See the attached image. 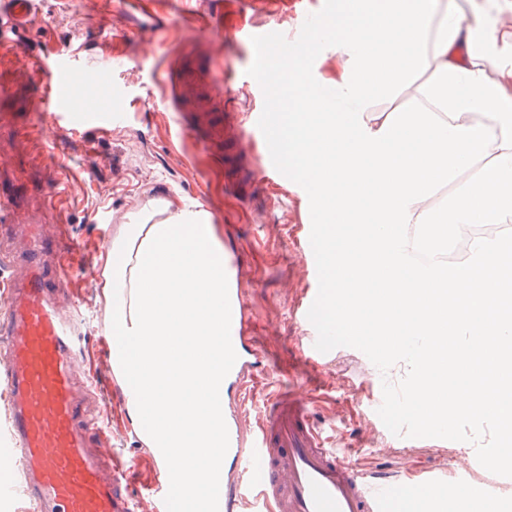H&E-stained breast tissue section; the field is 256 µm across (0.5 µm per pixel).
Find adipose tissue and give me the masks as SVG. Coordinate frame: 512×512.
<instances>
[{
  "label": "adipose tissue",
  "instance_id": "adipose-tissue-1",
  "mask_svg": "<svg viewBox=\"0 0 512 512\" xmlns=\"http://www.w3.org/2000/svg\"><path fill=\"white\" fill-rule=\"evenodd\" d=\"M314 64L275 57L261 78L287 102L273 136L305 174L323 229L337 331L358 324L404 357L414 420L495 423L492 463L511 464L512 0H343ZM342 103L315 101L314 84ZM106 328L135 337L129 376L151 390L133 416L161 455L223 435L224 244L207 212L169 200L112 234L97 282ZM210 360L187 368L197 348ZM479 379L458 384L460 360ZM209 414L207 434L173 416Z\"/></svg>",
  "mask_w": 512,
  "mask_h": 512
}]
</instances>
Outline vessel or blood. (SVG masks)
Returning a JSON list of instances; mask_svg holds the SVG:
<instances>
[{
    "mask_svg": "<svg viewBox=\"0 0 512 512\" xmlns=\"http://www.w3.org/2000/svg\"><path fill=\"white\" fill-rule=\"evenodd\" d=\"M118 13L134 17L141 31H155L163 22L154 0H116ZM33 16V0H0V68H37L49 79L33 103L27 126L0 108V135L47 140L51 130L76 135H111L141 123L133 109V83L113 85L110 67L91 66L92 49L81 46L67 54H36L21 38ZM317 17L294 9L289 27L277 34L259 30L250 40L257 50L270 43L302 54L309 50ZM200 40L184 38L171 72L176 136L196 139L212 168L224 176L227 191L250 196L261 178L277 179L286 171L278 153L257 158L251 143L259 122L222 109L227 93L224 64L206 47L221 39L211 20H202ZM89 69L94 84L114 88L118 106L86 108L68 80L71 71ZM42 207L54 217L52 230L21 219L22 203L15 179L0 175V387L9 398L0 420V512H15L22 499L30 512H183L185 501L194 512H395L399 497L414 487L437 481L438 473L422 467L389 472L362 465L330 448L315 420L316 402L303 384L271 394L262 416H255L254 385L267 369L268 354L252 336L254 317L242 288L245 271L234 254L224 256V441L213 448H188L173 465L160 464L146 428L133 422L131 410L142 402L146 386L124 373L120 357L128 339H112V378L121 393V410L112 420L125 424L140 448L146 449L156 476L135 496L124 487V470L116 457L100 453L110 435L93 407L95 372L84 361L79 305L61 308L56 295L72 290L70 255L56 241L68 234L64 196L46 192ZM304 260L312 274L321 272V254L312 246L319 225L303 227ZM317 295H310L298 313L303 352L324 355L332 329L317 320ZM217 458L219 484L199 496L188 473L197 460Z\"/></svg>",
    "mask_w": 512,
    "mask_h": 512,
    "instance_id": "obj_1",
    "label": "vessel or blood"
}]
</instances>
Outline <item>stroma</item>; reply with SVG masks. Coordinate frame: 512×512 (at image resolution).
<instances>
[{"label":"stroma","instance_id":"stroma-1","mask_svg":"<svg viewBox=\"0 0 512 512\" xmlns=\"http://www.w3.org/2000/svg\"><path fill=\"white\" fill-rule=\"evenodd\" d=\"M168 32L152 55L142 46L150 33L133 32L128 22L107 13L98 0H35V13L23 37L39 51H67L73 39L86 40L99 60H110L112 78L119 81L141 70L144 87L138 109L155 113L162 109L165 87L161 77L180 51L183 33L203 14L221 18L224 68L233 83L224 107L237 112H270L271 99L259 78L255 53L239 27L246 21L267 30L281 27L279 18L264 13L246 16L221 8L220 0H162ZM43 76L39 73L0 71V107L14 112L25 124ZM200 156L191 139H183L171 151L163 126L121 130L90 139L66 129L55 130L49 143H26L0 137V168L21 175L29 200H36L45 184L42 169L49 161L59 164L57 176L68 196L71 276L81 294L78 302L92 341L87 353L95 365L101 405H117L119 395L112 382L110 355L97 340L103 328L96 281L106 253L101 241L111 238L138 202L167 192L186 204L210 213L227 245L242 249L247 269L246 298L257 316L253 332L272 355L268 375L256 390L267 395L306 379L317 388L316 416L334 445L367 466L401 468L413 458L423 464L455 469L472 453L471 431L466 422L454 424L452 434L463 447H440L431 430L411 417L406 402L409 375H397V363L369 346L363 335H333L327 359L318 366L298 364V309L310 289L320 299L318 319H325L330 298L327 279L313 281L302 256L299 225L312 223L307 202L309 185L303 174L287 171L284 181L257 185L251 198L239 200L224 190V182L209 164L184 169L177 152Z\"/></svg>","mask_w":512,"mask_h":512}]
</instances>
